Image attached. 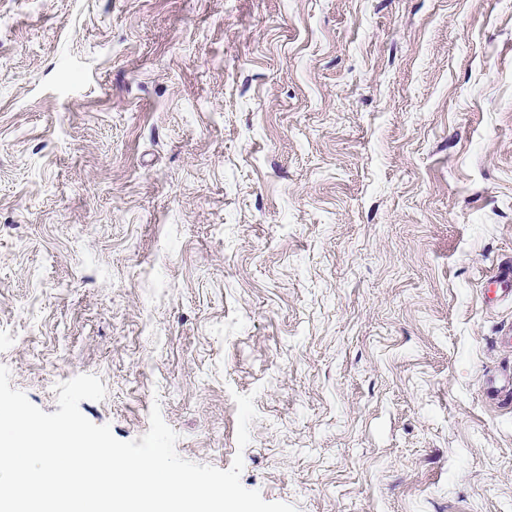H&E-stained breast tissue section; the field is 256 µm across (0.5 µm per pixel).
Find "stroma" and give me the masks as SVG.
Listing matches in <instances>:
<instances>
[{
	"label": "stroma",
	"instance_id": "35a3bbf8",
	"mask_svg": "<svg viewBox=\"0 0 512 512\" xmlns=\"http://www.w3.org/2000/svg\"><path fill=\"white\" fill-rule=\"evenodd\" d=\"M512 0H0V365L294 512H512ZM254 394L238 448L235 395Z\"/></svg>",
	"mask_w": 512,
	"mask_h": 512
}]
</instances>
